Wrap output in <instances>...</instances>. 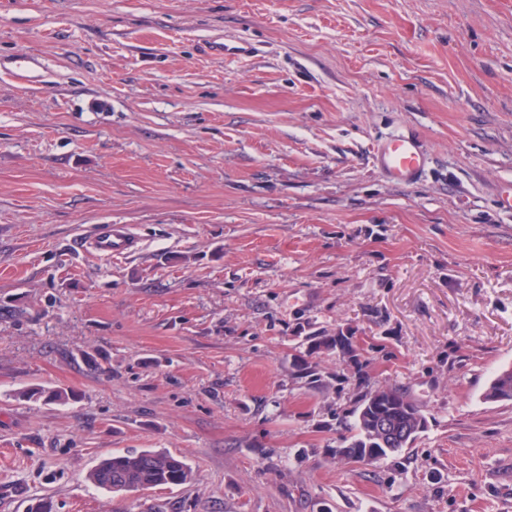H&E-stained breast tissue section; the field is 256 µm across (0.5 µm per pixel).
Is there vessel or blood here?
Masks as SVG:
<instances>
[{
    "label": "vessel or blood",
    "mask_w": 512,
    "mask_h": 512,
    "mask_svg": "<svg viewBox=\"0 0 512 512\" xmlns=\"http://www.w3.org/2000/svg\"><path fill=\"white\" fill-rule=\"evenodd\" d=\"M374 165L394 182L415 183L427 165L426 153L415 135H395L376 147ZM139 241L125 224H110L84 240V252L101 258L125 256L135 251Z\"/></svg>",
    "instance_id": "1"
}]
</instances>
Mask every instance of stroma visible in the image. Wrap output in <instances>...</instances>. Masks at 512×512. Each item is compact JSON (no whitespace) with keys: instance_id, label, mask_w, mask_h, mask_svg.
<instances>
[{"instance_id":"1","label":"stroma","mask_w":512,"mask_h":512,"mask_svg":"<svg viewBox=\"0 0 512 512\" xmlns=\"http://www.w3.org/2000/svg\"><path fill=\"white\" fill-rule=\"evenodd\" d=\"M509 190L512 0H0V512H512ZM346 327L429 418L398 458L334 455L349 363L297 375ZM147 449L192 481H88ZM373 161L389 179L405 185L415 183L427 165L421 141L413 134L386 138L377 145ZM138 247L137 237L126 224H108L81 246L84 252L107 259L128 255ZM487 402L512 401V367L501 369L483 393Z\"/></svg>"}]
</instances>
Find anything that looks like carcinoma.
Masks as SVG:
<instances>
[{"label":"carcinoma","mask_w":512,"mask_h":512,"mask_svg":"<svg viewBox=\"0 0 512 512\" xmlns=\"http://www.w3.org/2000/svg\"><path fill=\"white\" fill-rule=\"evenodd\" d=\"M306 358L296 362V372L313 389L324 386L318 363L311 360L321 353L334 352L358 370H363L365 354L377 348L373 338L356 342V332L342 328L336 335L309 332L303 336ZM487 402L512 401V367L500 370L483 393ZM380 419L388 422L394 436L385 438L373 433L370 424ZM429 419L422 407L396 387H364L358 393L349 420L345 421L347 435L336 449V458L344 459L342 449L368 457L365 464L372 465L411 448L428 429ZM97 488L118 492H134L161 486H178L192 480V470L181 457L167 452L144 450L132 454H116L102 460L88 475Z\"/></svg>","instance_id":"cac0c4a2"}]
</instances>
